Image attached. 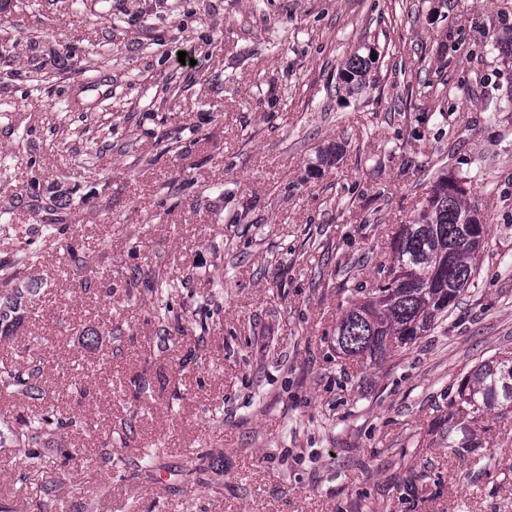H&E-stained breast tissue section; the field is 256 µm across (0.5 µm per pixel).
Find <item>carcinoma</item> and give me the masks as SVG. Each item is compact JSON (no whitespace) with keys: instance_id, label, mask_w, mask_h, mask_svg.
Wrapping results in <instances>:
<instances>
[{"instance_id":"obj_1","label":"carcinoma","mask_w":512,"mask_h":512,"mask_svg":"<svg viewBox=\"0 0 512 512\" xmlns=\"http://www.w3.org/2000/svg\"><path fill=\"white\" fill-rule=\"evenodd\" d=\"M371 64L370 58L359 55L346 63L345 77L363 82ZM465 225H483L477 208L465 199L461 183L446 176L433 182L426 203L417 218L402 225L392 243V257L382 269L383 279L363 294L341 317L336 335L348 337L350 356L367 355L384 360L390 354L409 347L418 336L431 330L447 315L448 308L464 293L476 276V261L482 254L486 235L471 239L463 236ZM21 292L17 288L0 289V336L8 338L21 323ZM42 345L36 341L27 349L23 362L0 367V397L44 401L48 386L36 353ZM460 404L483 405L484 408L512 409V361L495 357L481 362L459 384ZM76 421L57 416L52 409L20 421V427L0 429V447L11 440L21 447L24 461L33 473L44 468L41 445L57 428ZM473 447L470 430L463 421L448 428V448L457 452ZM160 452L147 448L133 475L150 477ZM86 462L113 469H126L129 462L112 456L104 448Z\"/></svg>"}]
</instances>
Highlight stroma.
Here are the masks:
<instances>
[{
    "instance_id": "35a3bbf8",
    "label": "stroma",
    "mask_w": 512,
    "mask_h": 512,
    "mask_svg": "<svg viewBox=\"0 0 512 512\" xmlns=\"http://www.w3.org/2000/svg\"><path fill=\"white\" fill-rule=\"evenodd\" d=\"M511 33L512 0H0V280L39 291L0 364L42 337L83 419L44 445L69 512H512V412L448 448L460 378L512 357ZM443 174L486 225L472 285L402 352L338 354ZM31 483L0 467V508L39 512Z\"/></svg>"
}]
</instances>
